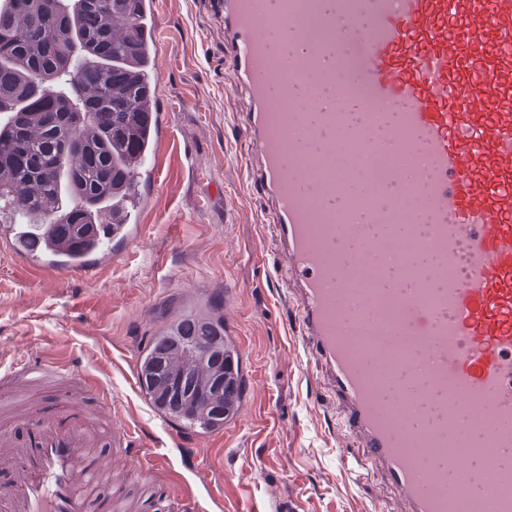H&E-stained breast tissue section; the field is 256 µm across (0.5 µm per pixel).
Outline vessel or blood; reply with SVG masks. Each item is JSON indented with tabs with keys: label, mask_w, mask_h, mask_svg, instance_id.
I'll return each instance as SVG.
<instances>
[{
	"label": "vessel or blood",
	"mask_w": 512,
	"mask_h": 512,
	"mask_svg": "<svg viewBox=\"0 0 512 512\" xmlns=\"http://www.w3.org/2000/svg\"><path fill=\"white\" fill-rule=\"evenodd\" d=\"M299 0H214L224 60L251 99L239 118L253 153L248 186L270 204L267 222L294 272L307 343L343 404L345 429L382 469L404 512H464L462 482L488 484L490 512H512V0H317L320 23L295 20ZM287 20L299 48L278 64L266 31ZM414 216L417 258L361 269L393 232L397 206ZM109 247L89 274L139 241L107 224ZM406 309L420 350L374 379L376 355L346 333ZM69 377L59 359L21 357L16 379ZM81 397L23 403L0 428V512H153L150 449L143 488L117 470L138 431L116 406L103 419ZM476 429H462L465 420Z\"/></svg>",
	"instance_id": "vessel-or-blood-1"
}]
</instances>
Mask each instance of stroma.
I'll use <instances>...</instances> for the list:
<instances>
[{
	"mask_svg": "<svg viewBox=\"0 0 512 512\" xmlns=\"http://www.w3.org/2000/svg\"><path fill=\"white\" fill-rule=\"evenodd\" d=\"M159 30L156 146L132 215L142 240L99 272L76 275L14 253L0 238V364L21 355L61 357L94 378L139 441L165 449L170 472L222 490L208 512H401L377 470L356 471L358 440L315 351L306 349L289 289L294 276L260 221L262 191L247 193L241 164L252 152L235 119L250 99L224 65V27L212 0H153ZM228 306L241 344L245 409L223 440L162 421L136 385L156 325L184 311Z\"/></svg>",
	"mask_w": 512,
	"mask_h": 512,
	"instance_id": "obj_1",
	"label": "stroma"
}]
</instances>
